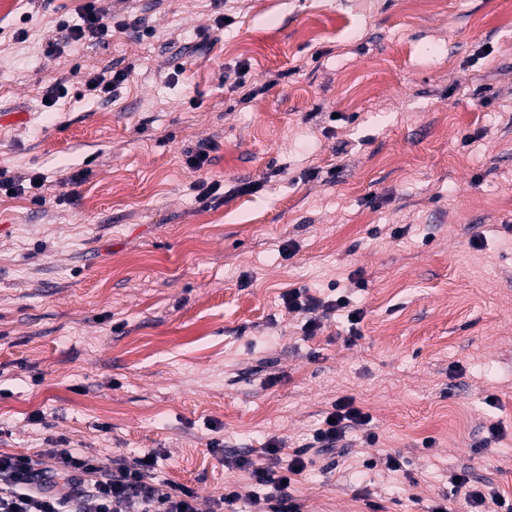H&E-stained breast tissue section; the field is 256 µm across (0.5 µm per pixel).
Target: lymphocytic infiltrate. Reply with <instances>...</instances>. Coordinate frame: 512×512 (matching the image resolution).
<instances>
[{
	"label": "lymphocytic infiltrate",
	"mask_w": 512,
	"mask_h": 512,
	"mask_svg": "<svg viewBox=\"0 0 512 512\" xmlns=\"http://www.w3.org/2000/svg\"><path fill=\"white\" fill-rule=\"evenodd\" d=\"M284 304L289 311L303 315L307 334L322 326L323 318L348 308L351 338L360 335L364 312L349 308L345 299L326 301L308 289L288 292ZM330 421L322 422L309 441L299 447L287 446L281 439H270L260 454L267 460L259 466L252 458L233 454L226 465L246 470L253 487L264 489L266 512H302L293 485L314 459L335 456L346 446L350 428L364 427L370 416L356 407L353 398L341 397L332 405ZM62 458L68 467L65 484H58L50 466ZM159 454L144 451L134 461L116 458L111 469L98 460L71 448H50L35 455L0 454V512H239L243 498L237 489L225 488L208 508H201L191 487L172 484L160 489L157 483ZM453 493L469 512H512V501L489 484H478L467 473L452 474Z\"/></svg>",
	"instance_id": "f902f5d3"
}]
</instances>
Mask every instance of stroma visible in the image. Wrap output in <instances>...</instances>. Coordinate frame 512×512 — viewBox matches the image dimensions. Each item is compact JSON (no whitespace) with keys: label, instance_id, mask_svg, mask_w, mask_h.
<instances>
[{"label":"stroma","instance_id":"obj_1","mask_svg":"<svg viewBox=\"0 0 512 512\" xmlns=\"http://www.w3.org/2000/svg\"><path fill=\"white\" fill-rule=\"evenodd\" d=\"M81 4L0 10V174L45 178L39 204L0 190V454L154 449L206 505L251 489L225 453L263 463L350 396L371 421L308 466L303 512H430L461 471L512 499L503 0H102L139 28L75 42ZM203 178L224 186L207 207ZM295 288L349 296L360 338L342 314L306 335Z\"/></svg>","mask_w":512,"mask_h":512}]
</instances>
